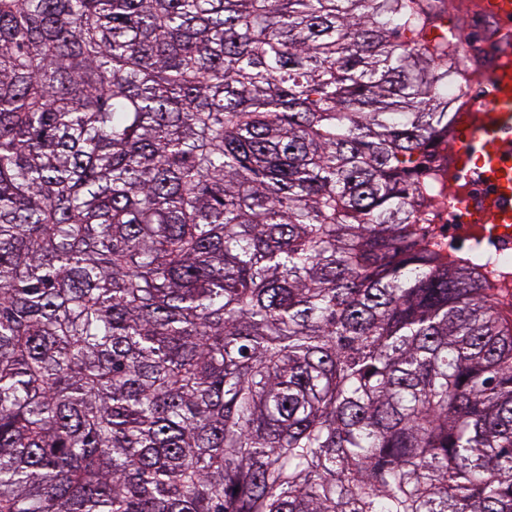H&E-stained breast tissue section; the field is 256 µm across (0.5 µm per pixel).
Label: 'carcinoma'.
<instances>
[{
	"instance_id": "carcinoma-1",
	"label": "carcinoma",
	"mask_w": 512,
	"mask_h": 512,
	"mask_svg": "<svg viewBox=\"0 0 512 512\" xmlns=\"http://www.w3.org/2000/svg\"><path fill=\"white\" fill-rule=\"evenodd\" d=\"M432 4L0 0V512H512Z\"/></svg>"
}]
</instances>
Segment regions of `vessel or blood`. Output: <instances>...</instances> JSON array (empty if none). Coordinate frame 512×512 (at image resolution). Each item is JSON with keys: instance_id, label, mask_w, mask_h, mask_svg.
Returning <instances> with one entry per match:
<instances>
[{"instance_id": "vessel-or-blood-1", "label": "vessel or blood", "mask_w": 512, "mask_h": 512, "mask_svg": "<svg viewBox=\"0 0 512 512\" xmlns=\"http://www.w3.org/2000/svg\"><path fill=\"white\" fill-rule=\"evenodd\" d=\"M480 8L512 32V0H480ZM486 97L464 117L454 150V170L488 183L489 191L470 204L479 224L512 225V43H502L485 74Z\"/></svg>"}]
</instances>
